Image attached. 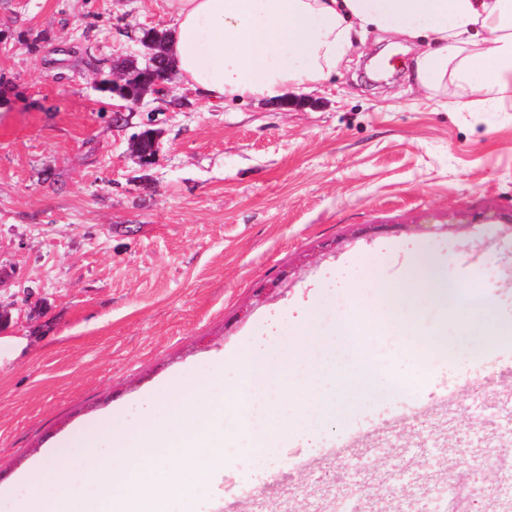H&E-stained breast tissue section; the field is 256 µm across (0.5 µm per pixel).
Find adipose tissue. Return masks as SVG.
Here are the masks:
<instances>
[{
	"label": "adipose tissue",
	"mask_w": 512,
	"mask_h": 512,
	"mask_svg": "<svg viewBox=\"0 0 512 512\" xmlns=\"http://www.w3.org/2000/svg\"><path fill=\"white\" fill-rule=\"evenodd\" d=\"M175 30L167 44L185 84L219 103L316 90L356 38L378 30L425 38L411 79L437 92L497 107L512 95V0H162ZM384 296L415 355L427 342L463 350L491 347L505 326L492 317L463 322L457 336H422L415 328L428 303L453 309L463 292L443 285L425 256L402 268Z\"/></svg>",
	"instance_id": "ef3b65f1"
}]
</instances>
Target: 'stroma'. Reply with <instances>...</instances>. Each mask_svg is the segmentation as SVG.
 Instances as JSON below:
<instances>
[{"label":"stroma","instance_id":"stroma-1","mask_svg":"<svg viewBox=\"0 0 512 512\" xmlns=\"http://www.w3.org/2000/svg\"><path fill=\"white\" fill-rule=\"evenodd\" d=\"M170 28L162 0H0V336L32 340L0 370V484L95 415L163 418L165 386L187 374L236 382L245 354L307 321L343 360L333 330L355 316L382 342L370 358L415 376L382 290L420 254L465 296L457 313L422 309L420 333L453 336L486 311L512 322V225L482 218L512 210V101L488 112L418 92L405 74L420 41L379 32L319 90L273 101L215 104L178 76L137 105L104 90L115 59L142 56V32ZM146 128L148 164L131 151ZM423 363L438 395L420 411L371 393L316 438L282 434L269 459L233 454L227 413L223 474L166 512H270L278 483L296 487L288 512H322L317 466L347 433L375 437L377 458L338 478L376 486L373 512H416L420 499L375 485L376 461L416 459L433 482L460 444L491 458L512 416L463 439L473 404L456 385L463 369L512 373V334Z\"/></svg>","mask_w":512,"mask_h":512}]
</instances>
